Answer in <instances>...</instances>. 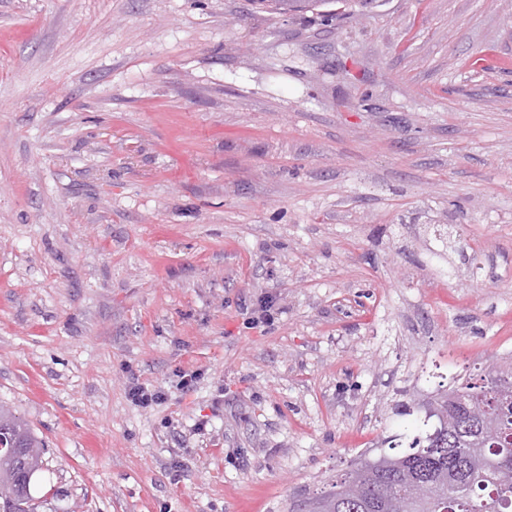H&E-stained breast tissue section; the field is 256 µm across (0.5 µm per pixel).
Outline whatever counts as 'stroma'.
Instances as JSON below:
<instances>
[{"label": "stroma", "instance_id": "stroma-1", "mask_svg": "<svg viewBox=\"0 0 512 512\" xmlns=\"http://www.w3.org/2000/svg\"><path fill=\"white\" fill-rule=\"evenodd\" d=\"M510 358L512 0H0L38 512H289ZM257 3L274 13H304L314 11L329 3L328 0H257ZM130 401L141 408H152L165 403L168 394L165 390L156 387H148L142 383H134L128 391Z\"/></svg>", "mask_w": 512, "mask_h": 512}]
</instances>
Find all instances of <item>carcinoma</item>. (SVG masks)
I'll use <instances>...</instances> for the list:
<instances>
[{"label": "carcinoma", "instance_id": "carcinoma-1", "mask_svg": "<svg viewBox=\"0 0 512 512\" xmlns=\"http://www.w3.org/2000/svg\"><path fill=\"white\" fill-rule=\"evenodd\" d=\"M274 13L314 11L328 0H257ZM488 417L501 433L502 447L492 448L465 432L468 414ZM437 424L405 436L407 446L364 460L329 490L308 498V512L330 503L338 512H440L448 497V477L462 480L467 494L454 512H512V361L497 364L479 378L441 390L428 418ZM43 444L12 411L0 405V512H37L42 500L34 491L46 472Z\"/></svg>", "mask_w": 512, "mask_h": 512}]
</instances>
